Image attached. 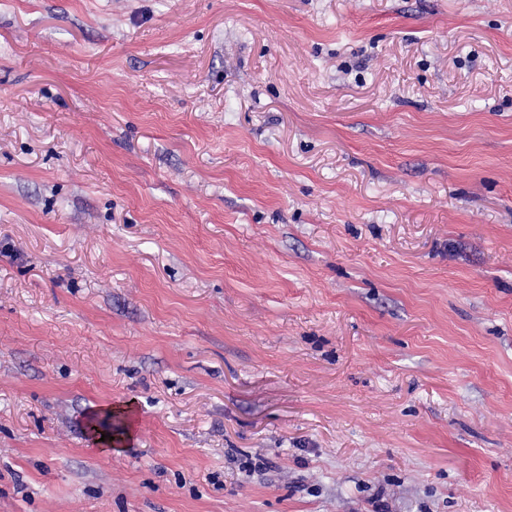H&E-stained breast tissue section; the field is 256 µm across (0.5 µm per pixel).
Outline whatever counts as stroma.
<instances>
[{
  "mask_svg": "<svg viewBox=\"0 0 512 512\" xmlns=\"http://www.w3.org/2000/svg\"><path fill=\"white\" fill-rule=\"evenodd\" d=\"M376 500L512 512V0H0V512Z\"/></svg>",
  "mask_w": 512,
  "mask_h": 512,
  "instance_id": "35a3bbf8",
  "label": "stroma"
}]
</instances>
